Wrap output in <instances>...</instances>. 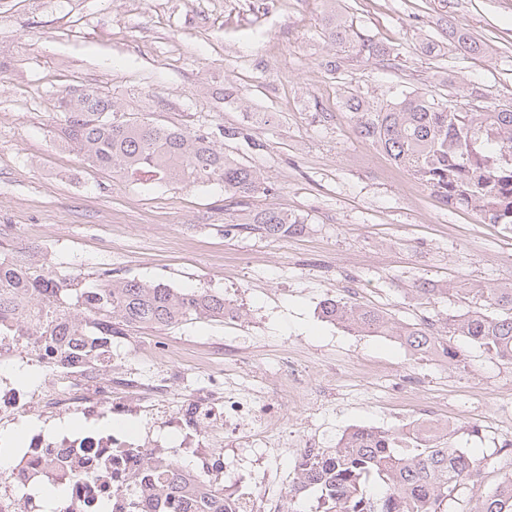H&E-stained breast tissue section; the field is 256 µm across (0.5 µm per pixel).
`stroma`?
Masks as SVG:
<instances>
[{
  "instance_id": "stroma-1",
  "label": "stroma",
  "mask_w": 512,
  "mask_h": 512,
  "mask_svg": "<svg viewBox=\"0 0 512 512\" xmlns=\"http://www.w3.org/2000/svg\"><path fill=\"white\" fill-rule=\"evenodd\" d=\"M331 12L381 55L340 52L324 32ZM89 87L161 125L238 129L217 146L260 171L264 190L94 168L56 136L58 99ZM402 91L463 112L512 106V0H0V250L82 289L136 278L219 293L236 311L113 337L119 439L176 448L204 481L266 500V512H316L315 492L285 495L303 448L406 429L429 406L449 442L482 460L444 512H476L512 475V362L460 336L448 344L463 361L421 357L321 315L347 299L414 325L475 309L466 293L481 282L512 283V229L444 206L358 134L350 97L381 108ZM268 209L299 217L303 233L241 231ZM422 283L437 301L416 297ZM288 360L308 370L306 404L264 440L177 424L181 403L217 385L260 401ZM156 378L174 394L161 417L136 409Z\"/></svg>"
}]
</instances>
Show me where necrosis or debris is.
I'll list each match as a JSON object with an SVG mask.
<instances>
[{
  "mask_svg": "<svg viewBox=\"0 0 512 512\" xmlns=\"http://www.w3.org/2000/svg\"><path fill=\"white\" fill-rule=\"evenodd\" d=\"M68 342L63 336L28 339L15 328L0 332V358H19L50 371V378L28 386L14 376L0 374V425L26 426L14 445L0 440V453L8 452L10 468L0 473V512H40L32 488L37 484H63L67 494L62 512H129L132 482L141 474L149 451L119 440L105 420L112 413V370L89 359L66 361ZM304 386L297 366L281 374L269 388L272 408L224 396V412L211 403L186 405L181 420L205 424L213 431L223 425L259 422L273 425L284 409L297 406ZM70 416L84 418L79 429L68 428Z\"/></svg>",
  "mask_w": 512,
  "mask_h": 512,
  "instance_id": "1",
  "label": "necrosis or debris"
}]
</instances>
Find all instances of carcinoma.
I'll list each match as a JSON object with an SVG mask.
<instances>
[{"instance_id":"carcinoma-1","label":"carcinoma","mask_w":512,"mask_h":512,"mask_svg":"<svg viewBox=\"0 0 512 512\" xmlns=\"http://www.w3.org/2000/svg\"><path fill=\"white\" fill-rule=\"evenodd\" d=\"M328 38L346 53L371 56L372 43L348 20L331 18ZM65 125L60 137L96 167L141 182L224 184V191L246 196L264 184L260 172L224 154L213 137L232 139L235 128L216 133L186 131L127 116L117 121L119 106L98 90L83 89L61 99ZM359 134L452 209L476 212L484 224L512 226V107L461 112L413 92H401L386 108L362 102L353 106ZM242 231L283 238L303 232L304 223L282 210H266L237 224ZM74 280L24 268L0 256V322L14 319L20 299L46 305L71 290ZM483 307L461 315L397 326L375 309L329 300L322 316L374 336H395L413 353L458 358L447 336H462L493 358L512 360V285L486 282L474 289ZM79 313L67 329L72 336H94V349L106 351L112 337L128 330L162 329L183 322L222 321L230 304L207 290L184 291L135 278L109 280L76 293ZM482 459L448 445L435 432L418 426L378 430L358 428L327 452L304 451L295 466L288 494L314 488L322 512H441L442 504L479 476ZM138 501L152 502V512H236L235 500L212 487L185 480L177 463L157 470L148 466ZM381 487L377 498L367 484ZM477 512H512V476L499 483Z\"/></svg>"}]
</instances>
